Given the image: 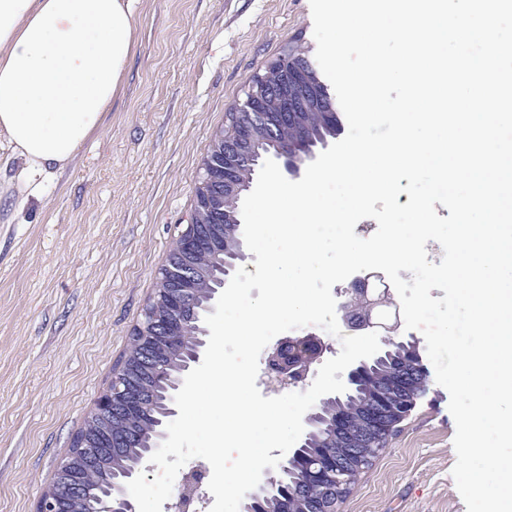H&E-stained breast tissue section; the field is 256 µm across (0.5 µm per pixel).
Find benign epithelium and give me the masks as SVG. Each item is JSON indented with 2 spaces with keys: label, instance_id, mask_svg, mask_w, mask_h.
<instances>
[{
  "label": "benign epithelium",
  "instance_id": "benign-epithelium-1",
  "mask_svg": "<svg viewBox=\"0 0 512 512\" xmlns=\"http://www.w3.org/2000/svg\"><path fill=\"white\" fill-rule=\"evenodd\" d=\"M315 70L308 55L284 54L271 63L265 72L250 84L243 101L228 113V122L215 133L211 149L202 164L199 187L202 195L196 198L190 223L183 225L156 277V288L143 309V318L136 326V364L144 380H133L127 363H121L112 377L108 390L100 396L78 431L73 448L60 461L49 488L42 495L37 512H79L85 503L87 487L83 475L100 469L123 448L139 439L137 431L127 427L112 434L116 418L142 416L147 410L146 379L156 377L166 369L173 339L185 330L206 333L194 321L198 276L204 273L202 263L207 259L224 265L226 250L209 254L202 244L214 246L224 240V225L241 223L238 205L241 196L250 190L255 168L263 159L283 164L285 170L299 175L305 162L314 158L312 147L326 143L324 137H313L307 132L303 115L318 114L336 123V111L330 103L328 88L320 77L311 74ZM284 129H294L298 140L280 145L275 134ZM356 303L365 312L364 328H388L387 323L373 320L374 309L392 303L390 289L386 288L375 297L367 289L355 291ZM393 343L383 339L384 347L373 356L353 365L344 385L351 388L371 366L384 357ZM205 341L198 342L189 358L179 369L177 384L183 383L186 372L199 362ZM327 345L318 337H287L278 342L268 353L266 366L268 378L280 386L299 387L306 383L320 363ZM404 369L399 368L387 375L375 390L371 406L361 417V425L351 428L346 421L336 419V434L345 453L341 463L331 456L326 464L304 454L308 447L312 428L322 418L321 407L311 408L305 418L307 430L299 447L274 469L264 472L259 485L247 499L268 500L281 488L282 474L293 469L297 487L295 500L309 501L313 492H327L326 484L336 476V484L350 481L352 476L366 469L367 460L356 454V449L377 442L376 433L390 430L408 417L417 399L404 396ZM138 474V469L125 472V482L112 486V497L99 512H137L136 504L128 493L127 483Z\"/></svg>",
  "mask_w": 512,
  "mask_h": 512
}]
</instances>
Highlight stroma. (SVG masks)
Wrapping results in <instances>:
<instances>
[{
  "label": "stroma",
  "instance_id": "obj_1",
  "mask_svg": "<svg viewBox=\"0 0 512 512\" xmlns=\"http://www.w3.org/2000/svg\"><path fill=\"white\" fill-rule=\"evenodd\" d=\"M315 55L309 0H142L101 128L21 202L0 150V512H35L126 355L189 220L212 138L287 51ZM436 379L339 512H466Z\"/></svg>",
  "mask_w": 512,
  "mask_h": 512
}]
</instances>
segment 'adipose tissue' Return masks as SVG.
<instances>
[{
	"label": "adipose tissue",
	"instance_id": "ef3b65f1",
	"mask_svg": "<svg viewBox=\"0 0 512 512\" xmlns=\"http://www.w3.org/2000/svg\"><path fill=\"white\" fill-rule=\"evenodd\" d=\"M141 0H0V139L16 186L37 199L102 125L118 92Z\"/></svg>",
	"mask_w": 512,
	"mask_h": 512
}]
</instances>
